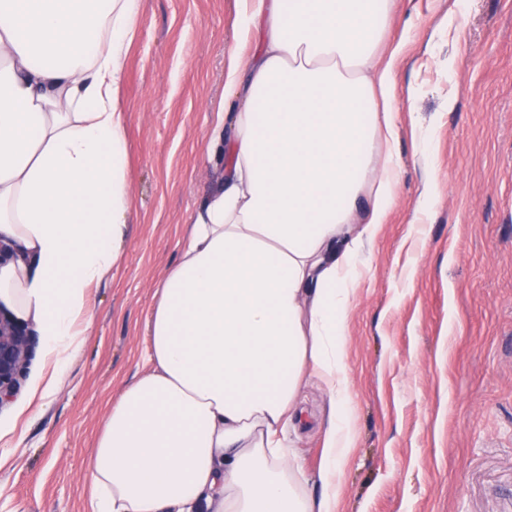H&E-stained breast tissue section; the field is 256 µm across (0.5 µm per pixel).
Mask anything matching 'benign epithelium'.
Masks as SVG:
<instances>
[{
	"instance_id": "1",
	"label": "benign epithelium",
	"mask_w": 512,
	"mask_h": 512,
	"mask_svg": "<svg viewBox=\"0 0 512 512\" xmlns=\"http://www.w3.org/2000/svg\"><path fill=\"white\" fill-rule=\"evenodd\" d=\"M38 336L0 311V406L20 389Z\"/></svg>"
}]
</instances>
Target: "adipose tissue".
I'll return each mask as SVG.
<instances>
[{
  "mask_svg": "<svg viewBox=\"0 0 512 512\" xmlns=\"http://www.w3.org/2000/svg\"><path fill=\"white\" fill-rule=\"evenodd\" d=\"M392 0H241L224 177L157 285L146 371L91 454L93 512H336L353 448L351 285L399 180ZM140 0H0V304L38 324L50 397L82 352L87 290L121 258L132 200L121 107ZM329 396L316 475L283 434L309 378Z\"/></svg>",
  "mask_w": 512,
  "mask_h": 512,
  "instance_id": "obj_1",
  "label": "adipose tissue"
}]
</instances>
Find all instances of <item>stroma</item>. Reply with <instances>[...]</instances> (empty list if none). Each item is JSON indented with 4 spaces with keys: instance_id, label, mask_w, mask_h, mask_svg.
I'll return each instance as SVG.
<instances>
[{
    "instance_id": "1",
    "label": "stroma",
    "mask_w": 512,
    "mask_h": 512,
    "mask_svg": "<svg viewBox=\"0 0 512 512\" xmlns=\"http://www.w3.org/2000/svg\"><path fill=\"white\" fill-rule=\"evenodd\" d=\"M240 0H142L122 109L130 235L89 289L85 347L33 402L0 462V512H89L86 478L113 397L145 368L155 288L224 173L208 155L230 50L258 51ZM392 206L346 326L354 448L336 512H512V0H394ZM411 33H404V25ZM455 109H447L448 94ZM434 130L437 202L417 210L418 130ZM328 396L309 379L285 440L314 476Z\"/></svg>"
}]
</instances>
